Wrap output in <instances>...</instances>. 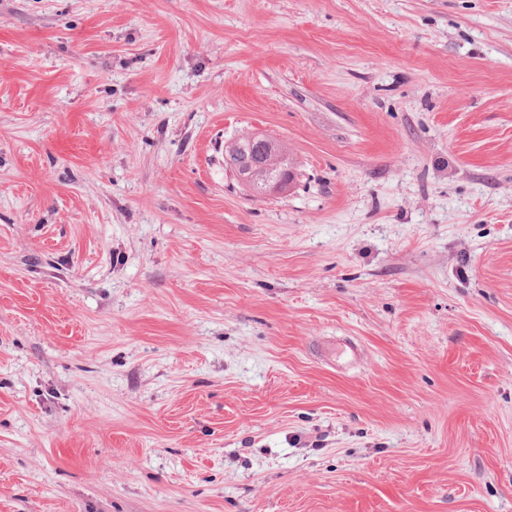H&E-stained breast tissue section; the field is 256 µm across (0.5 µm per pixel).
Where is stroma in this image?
<instances>
[{"instance_id":"1","label":"stroma","mask_w":512,"mask_h":512,"mask_svg":"<svg viewBox=\"0 0 512 512\" xmlns=\"http://www.w3.org/2000/svg\"><path fill=\"white\" fill-rule=\"evenodd\" d=\"M0 512H512V0H0ZM231 169L234 171L238 181L244 186V188H246L251 193L263 195L265 197L270 195H282L284 192L290 189L294 181L293 170L288 169V174L284 175V172L287 171L283 169L275 179L268 181L263 187H258L254 185L249 178L244 176L242 177L238 167L235 166Z\"/></svg>"}]
</instances>
